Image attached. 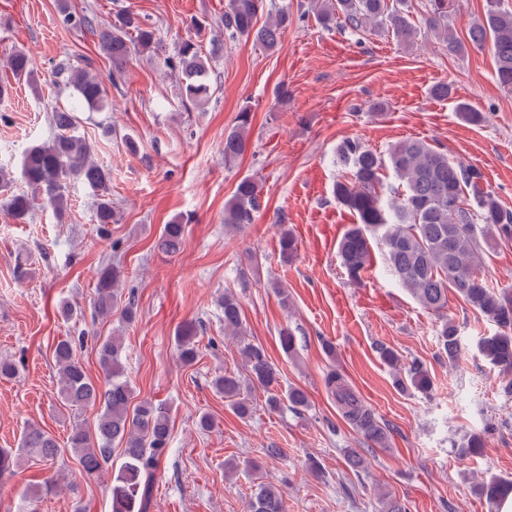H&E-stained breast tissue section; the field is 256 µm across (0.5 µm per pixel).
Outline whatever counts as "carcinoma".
Returning a JSON list of instances; mask_svg holds the SVG:
<instances>
[{"instance_id":"obj_1","label":"carcinoma","mask_w":512,"mask_h":512,"mask_svg":"<svg viewBox=\"0 0 512 512\" xmlns=\"http://www.w3.org/2000/svg\"><path fill=\"white\" fill-rule=\"evenodd\" d=\"M408 0H313L312 10L320 23L342 30L365 32L381 29L397 41L411 44L418 35V25L445 44L452 52L465 48L454 33L449 17L454 0H426L420 24L410 17ZM265 0H227L221 26L230 39L245 38L273 51L281 45L282 30L288 25V12L268 14L259 23ZM62 23L70 28L95 33L105 56L112 64V76H121L136 55L153 56L162 50L156 30L131 14H118L101 25L87 14L65 12ZM468 41L476 47L489 48L495 60V79L505 90L512 91V11L489 4L484 17L468 29ZM164 65L180 74L182 95L198 105L211 97L210 68L197 42L182 41ZM7 66L15 81L37 87L32 59L23 51L9 54ZM91 63L75 66L59 62L54 71V85L70 89L77 101L91 111L107 108L106 90L98 76L90 73ZM76 109H55L51 114L55 135L35 142L24 151L20 164L22 179L42 196L57 219L70 208L69 187L80 182L96 193L95 221L97 232L109 236V226L121 221V213L112 204L109 184L111 171L97 163L90 143L79 132ZM250 109L242 108L236 124L224 134V162H236L246 151ZM339 161L349 167L348 176L336 181V201L356 216L338 243V254L348 279L358 282L371 266L372 245L382 252L392 275L425 310L437 315V339L440 348L455 362L461 353L459 329L448 316V293L457 295L470 311L494 326V332L479 339V351L498 374L512 373V291L497 289L481 276L489 253L512 244V210L484 186L482 173L455 162L448 151L420 139H404L392 144L382 154L358 137L344 139L337 148ZM392 171L395 183L384 186V171ZM14 177L0 169V192L7 193L6 212L22 223L33 210V197L11 190ZM266 207L263 191L251 176L236 185L232 198L224 207V224L242 229L255 223ZM186 225L180 218L164 225L158 249L176 254L183 249ZM297 240L285 225H279V251L282 258L297 253ZM125 271L110 263L98 272L92 316L109 319L120 311V320L131 323L137 315L133 293L123 297L120 291ZM224 312V332L237 338L238 351L247 377L223 374L214 377L212 386L232 401L233 412L240 418L251 415V390L259 386L266 393V405L278 411L286 404L299 414L310 406L307 393L290 387L286 395L277 391L278 373L265 347L247 337L244 314L237 294L226 289L219 297ZM203 323H183L176 332L178 361L190 366L199 356L198 336ZM85 336H67L54 349L58 374V394L67 404L96 407L97 420L89 428L82 423L72 427L67 447L80 466V475L99 476L112 460L115 448H121L122 463L113 477L111 512H148L154 480L169 453L170 407L164 400L146 399L131 405L132 387L125 377L122 363L123 338H96L100 382L92 381L77 358V348ZM395 384L403 391L412 389L429 394L433 389L430 372L418 362L406 375L396 373ZM325 387L336 400L341 418L366 441L383 445L387 429L347 384L337 369L325 375ZM494 429L488 422L484 430L468 436L457 446L460 457L476 456L484 448V433ZM37 450L47 462L60 454L59 445L47 431L30 426L21 437L15 453L0 449V476L16 467L21 454ZM61 487L59 475L28 489L27 497L41 498ZM487 502L499 507L512 496V481L492 478L475 487ZM248 512H284V491L259 483L250 493Z\"/></svg>"}]
</instances>
